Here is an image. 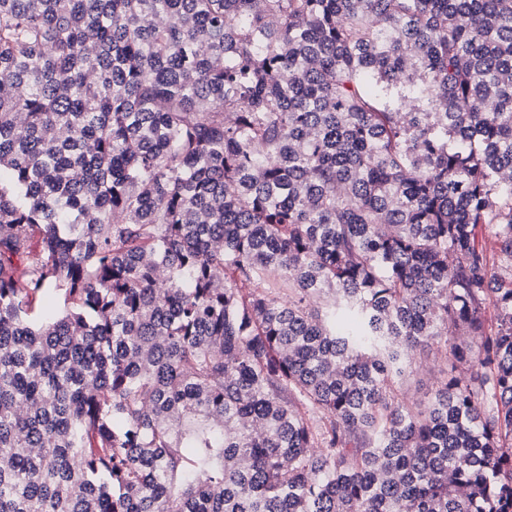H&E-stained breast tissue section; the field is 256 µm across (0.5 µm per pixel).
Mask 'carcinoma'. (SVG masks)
I'll return each instance as SVG.
<instances>
[{"label":"carcinoma","mask_w":512,"mask_h":512,"mask_svg":"<svg viewBox=\"0 0 512 512\" xmlns=\"http://www.w3.org/2000/svg\"><path fill=\"white\" fill-rule=\"evenodd\" d=\"M504 263L512 0H0V512H512ZM427 352H417L416 362L413 363L407 382L403 387V392L410 402H419L424 400L432 389L435 388L439 378L438 367H434V355L429 354L426 361Z\"/></svg>","instance_id":"cac0c4a2"}]
</instances>
